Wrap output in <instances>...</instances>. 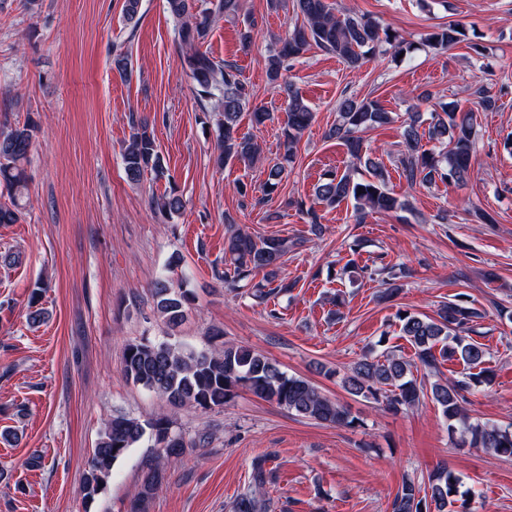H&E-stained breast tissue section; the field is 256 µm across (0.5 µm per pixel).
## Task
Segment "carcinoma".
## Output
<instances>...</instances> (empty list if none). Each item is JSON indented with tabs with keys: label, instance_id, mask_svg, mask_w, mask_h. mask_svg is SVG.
<instances>
[{
	"label": "carcinoma",
	"instance_id": "carcinoma-1",
	"mask_svg": "<svg viewBox=\"0 0 512 512\" xmlns=\"http://www.w3.org/2000/svg\"><path fill=\"white\" fill-rule=\"evenodd\" d=\"M240 0H213L212 7L201 9L197 0H167V12L173 22L174 37L182 49V69L190 79L200 100H213L222 107L223 119L215 130L217 160L253 162L260 147L251 137L239 134L243 112H248L255 126L273 120V113L263 107L248 108L250 92L231 64L217 61L200 50L211 29L212 16L236 17ZM293 10L301 22L288 27L286 36L278 40L265 58L267 78L276 84L282 79L283 63L295 59L311 44L334 54L352 70L360 69L368 57L379 51H393L405 56L414 50V43L397 31L352 10L333 12L328 0H293ZM464 30L457 25L435 26L424 34L422 44L435 51H446L463 41ZM287 120L282 127L283 155L280 161L265 170L264 192L270 194L282 183L286 165L294 162L302 135L314 121V112L299 91L288 83ZM393 122L379 101L365 97H342L336 103V123L326 137L342 142L350 156L353 169L323 174L314 189L315 203L298 202L310 229L321 232L320 215L315 205L338 207L350 202L355 220L361 224L374 214L410 210L409 203L388 188V173L364 145L361 133ZM428 124L427 132L420 131ZM475 111L462 110L455 104L440 102L425 122L423 113L414 105L403 120L402 138L405 147L399 160L402 176L411 191L436 181L457 184L468 180L475 145ZM35 125L0 124V224H16L23 214V199L28 193L27 167L33 144ZM437 144L426 149L423 138ZM126 177L138 183L150 171L155 177L164 175L156 140L149 124L131 121V134L122 152ZM154 211L178 213L184 208L181 195L173 189L150 198ZM294 243L286 237L268 236L259 240L235 229L224 242L222 279L238 290L250 284L252 296L265 299L273 293L286 292L292 285L280 277L284 258ZM256 271L264 272L263 281L252 283ZM43 285L29 296L28 321L38 323L45 318L38 307ZM154 310L172 336L182 325L193 301L184 284L169 275L156 278L150 288ZM478 316L463 299L450 301L440 308L437 318L421 317L400 311L401 336L409 342L420 364L429 373L440 372L444 361H456L468 374L456 381L437 379L431 383L417 381L415 364L389 350L379 357L365 356L342 378L344 389L351 395L372 399L384 409L397 413L413 408L422 399L436 404L448 423V431L460 434L462 441L473 448H486L495 454L512 458V423L499 425L471 420L466 413L464 392L471 386L490 381L491 371L485 367L490 352L468 335V325ZM122 374L126 381L154 394L162 407L176 411L193 407L203 411L224 407L239 390L250 392L302 417L320 423L353 428L358 418L348 408L333 400L310 381L283 371L280 365L247 346L225 343L219 348L197 349L169 340L132 341L126 344L122 357ZM149 437L153 447L169 458H178L187 448L204 447L209 436H187L172 430L165 412L150 421H142L126 413L112 414L98 434L95 448L84 475L85 496L94 495L112 476L117 461ZM267 457L252 462L251 485L234 504V512H271V502L263 496L267 482ZM162 482L158 467L148 465L141 491L130 503L128 512H143L144 502ZM460 477L446 467L438 468L428 478V491L412 481L403 484L391 504V512H467V500L458 499Z\"/></svg>",
	"mask_w": 512,
	"mask_h": 512
}]
</instances>
